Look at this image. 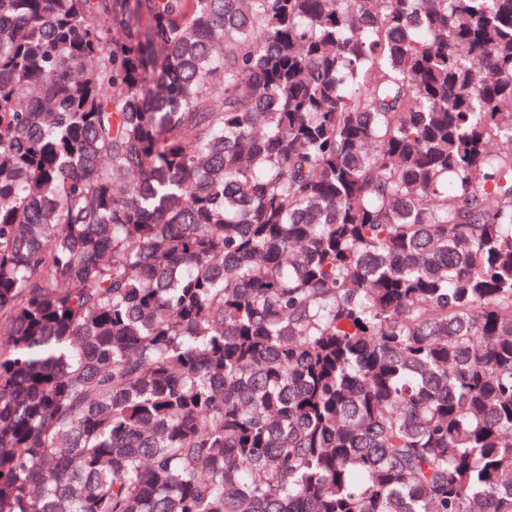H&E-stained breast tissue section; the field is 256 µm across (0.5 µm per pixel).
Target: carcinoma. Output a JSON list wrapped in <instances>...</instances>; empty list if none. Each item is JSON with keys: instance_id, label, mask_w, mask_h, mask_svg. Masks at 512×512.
<instances>
[{"instance_id": "1", "label": "carcinoma", "mask_w": 512, "mask_h": 512, "mask_svg": "<svg viewBox=\"0 0 512 512\" xmlns=\"http://www.w3.org/2000/svg\"><path fill=\"white\" fill-rule=\"evenodd\" d=\"M0 512H512V0H0Z\"/></svg>"}]
</instances>
